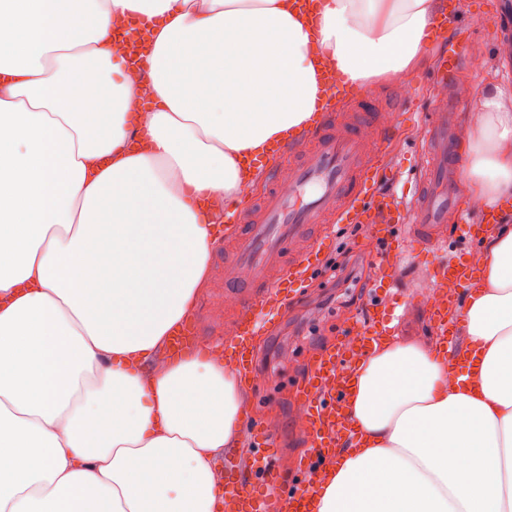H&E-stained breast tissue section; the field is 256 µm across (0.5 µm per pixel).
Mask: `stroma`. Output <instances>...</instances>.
Returning <instances> with one entry per match:
<instances>
[{"label": "stroma", "instance_id": "35a3bbf8", "mask_svg": "<svg viewBox=\"0 0 512 512\" xmlns=\"http://www.w3.org/2000/svg\"><path fill=\"white\" fill-rule=\"evenodd\" d=\"M466 2L465 18L474 25L470 55L478 63L475 68L463 70L455 92L462 100L475 102L485 84L501 79L497 50L504 42L494 0ZM323 249L326 258L348 260L346 272L339 279L324 273L314 275L289 300L284 317L255 343L256 357L268 378L267 386L257 391L247 387L242 390L246 420L260 422L277 434L288 470L293 469L307 444L296 388L310 369L312 352L340 339L344 327L362 312L379 274L375 246L367 231L347 237L342 225H335ZM434 272L433 256L416 249H409L406 258L400 260L392 289V335L434 341L428 320Z\"/></svg>", "mask_w": 512, "mask_h": 512}]
</instances>
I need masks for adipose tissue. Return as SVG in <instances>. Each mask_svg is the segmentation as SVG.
<instances>
[{"label": "adipose tissue", "mask_w": 512, "mask_h": 512, "mask_svg": "<svg viewBox=\"0 0 512 512\" xmlns=\"http://www.w3.org/2000/svg\"><path fill=\"white\" fill-rule=\"evenodd\" d=\"M0 45V512H220L240 377L163 356L209 284L217 206L348 85L424 56L440 0H24ZM149 24L151 100L114 44ZM463 185L512 206V86L482 89ZM462 371L389 340L355 367L359 448L314 512H512V226L472 259Z\"/></svg>", "instance_id": "1"}]
</instances>
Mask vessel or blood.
Listing matches in <instances>:
<instances>
[{
    "label": "vessel or blood",
    "mask_w": 512,
    "mask_h": 512,
    "mask_svg": "<svg viewBox=\"0 0 512 512\" xmlns=\"http://www.w3.org/2000/svg\"><path fill=\"white\" fill-rule=\"evenodd\" d=\"M462 10L461 0H450L438 24L448 38L435 70L424 84L395 97L387 113L375 112L370 93H345L342 80L324 72L318 121L298 138L272 148L271 163L263 170L267 189L261 196L226 212L233 248L221 268L224 301L235 318L234 338L224 345V360L248 382L260 376L253 337L269 331L273 317L285 311L305 276L321 266V242L333 225H366L379 265L387 273L404 239L431 248L447 244L449 219L486 230L497 224L494 213L472 218L460 206L452 183L460 167L454 149L459 101L453 90L466 65L462 48L469 38L468 27L461 23ZM428 84L450 96L447 106L420 115L421 178L411 196L382 191L377 159L398 134V114L409 111L413 100L423 99ZM477 274L471 264L448 262L440 263L435 272L432 327L447 338L448 350L456 356L462 352L459 337L448 332V306L455 298L446 285H471ZM387 306L386 299L372 297L364 320L354 321L346 338L314 352V365L299 389L310 448L296 465L294 487H287L283 479L275 438L260 426H251L247 453L224 455L225 512H312L314 493L327 468L341 452L360 444L349 424L346 398L356 359L388 335L382 322ZM199 336L195 324H185L170 336L168 357L199 348Z\"/></svg>",
    "instance_id": "1"
}]
</instances>
